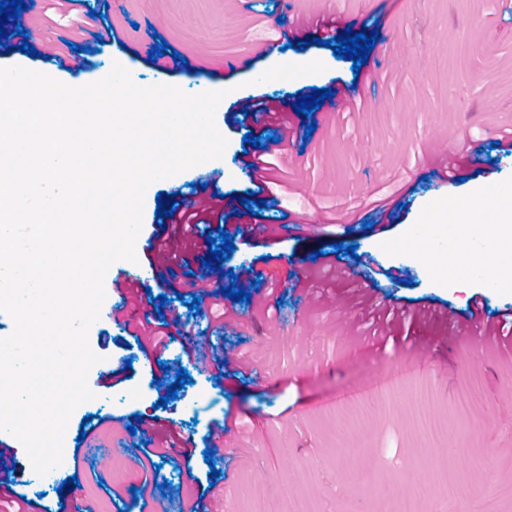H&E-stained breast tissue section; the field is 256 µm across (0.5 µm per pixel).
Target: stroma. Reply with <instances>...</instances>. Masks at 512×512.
Segmentation results:
<instances>
[{
  "mask_svg": "<svg viewBox=\"0 0 512 512\" xmlns=\"http://www.w3.org/2000/svg\"><path fill=\"white\" fill-rule=\"evenodd\" d=\"M94 8L92 20L68 11L61 0H35L18 22L28 36L46 37L47 45L33 57L0 54V66H20L82 86L100 80L118 62L141 87L164 83L189 94L224 91L215 121L228 145L221 158L203 168L148 187L137 260H121L108 269L104 284L109 291L88 334L100 358L88 374L96 398L72 413L63 462L47 475L34 474L22 443L0 431L20 477L15 487L0 486V512H12L8 495L13 490L39 501L43 512H72L71 499H60L58 488L74 475L81 479L79 496L95 492L111 500L114 512H178L167 497L134 500L131 490L144 477L135 461L120 473L106 463L108 439L127 441L133 449L144 440V433L130 434L119 423L136 412L154 417L153 436L173 434L190 451L163 461L157 479L187 495L205 494L209 512H389V499L381 494L388 484L394 496L416 500L417 512H512V343L453 334L442 317L448 310L465 316L478 295L491 310L512 308V263L487 255L490 288L451 269L439 273L424 257L434 242L413 232L417 225L435 223L449 230L447 249H459L464 242L456 207L491 185L512 203V152L494 150L495 162L484 170L466 152L471 140L512 127V16L500 11L498 0H96ZM332 13L339 31L379 32L360 71H353L352 60L336 58L332 48L310 44L301 51L289 49L287 57L301 66L289 80L282 73L283 57L261 54L254 44L256 33L278 18L323 22ZM96 37L102 41L99 52H84L85 43ZM63 38L78 50L59 63L53 55ZM161 39L186 58V65H153L149 52ZM316 87L364 104L363 111L343 114L324 102L299 116L293 140L278 147L288 157L285 184L293 193L291 205L323 223L322 237L286 231L276 212L260 213L266 232L238 241L223 263L235 276L219 280L249 291V301L236 304L214 293V301L231 311L221 323L207 312L189 310L176 295L187 273L197 270L195 254L207 247L208 237L186 241L168 230L161 247L149 248L157 193L188 196L199 171H207L226 201L225 224L240 223L243 215L233 204L250 188L248 156L245 133L228 122V114L258 95L280 111ZM451 152L462 159L465 181L440 186L426 179L427 167ZM382 192L405 202L392 225L357 234L326 224L336 204ZM337 243L357 245L382 267L399 269L403 282L381 276L362 288L340 278L308 288L316 270L301 274L298 264L314 252H332ZM171 252L182 257V265L170 266ZM133 266L152 291L142 312H152V295L172 297L175 336L159 358L125 345L123 326L112 316L116 296L110 288ZM256 270L264 272L265 283L254 284ZM271 280L276 290H269ZM264 302L276 306L277 318L258 316ZM407 303L438 313L411 323L390 322L383 342L361 334L360 323L370 311ZM191 320L205 325L225 351H250L255 360L246 375L218 384L194 374L177 399L159 406L150 380L162 366L176 363L183 343L178 331ZM395 369L402 370L408 386L387 408L376 399L373 384ZM473 375L482 393L458 410L457 399ZM419 381L433 389L426 416L442 436L437 469L422 465L430 449L411 416V386ZM360 399L365 410L356 427L350 413ZM89 414L113 423L98 429L96 447L77 458L73 450ZM226 415L237 418L238 425L225 435L221 457L204 462L206 434ZM213 468L224 479L212 491L208 473Z\"/></svg>",
  "mask_w": 512,
  "mask_h": 512,
  "instance_id": "35a3bbf8",
  "label": "stroma"
}]
</instances>
